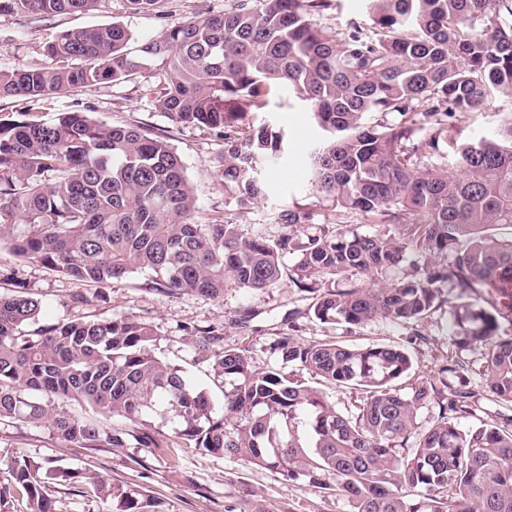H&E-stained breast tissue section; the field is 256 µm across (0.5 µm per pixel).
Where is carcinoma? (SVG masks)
Masks as SVG:
<instances>
[{
  "label": "carcinoma",
  "mask_w": 512,
  "mask_h": 512,
  "mask_svg": "<svg viewBox=\"0 0 512 512\" xmlns=\"http://www.w3.org/2000/svg\"><path fill=\"white\" fill-rule=\"evenodd\" d=\"M99 2L0 0V14H73ZM363 2L370 23L341 32L321 23L332 0H235L133 53L119 24L64 30L46 64L0 71V97L38 102L147 71L144 92L171 121L224 137L217 178L246 210L264 194L261 164L285 150L281 131L247 117L288 89L323 131L309 152V183L336 224L356 214L390 229L325 224L245 237L221 215L201 221L185 166L162 137L61 112L0 117V244L77 281L109 286L144 270L159 293L212 299L226 288L275 287L292 254L295 287L327 285L313 304L321 323L416 327L446 306L454 351L425 376L399 346L289 334L271 346L278 366L264 368L248 349L224 347V327L185 325L194 361L224 380L218 410L153 354V324L124 315L30 332L41 304L17 291L0 296V420L44 423L79 448H124L130 438L161 448L149 427L159 416L191 447L344 497L351 512H512V416L460 423L474 403L462 356L473 347L483 350L492 397L512 404V336L499 333L512 317V292L499 287L512 282V232H497L512 228V121L467 142L453 122L512 99V0ZM293 366L344 392L349 408L337 410ZM66 402L127 426L107 427ZM430 403L438 412L424 428L418 411ZM9 469L30 512H56L38 463L15 456ZM61 475L116 500V512L149 507L101 475Z\"/></svg>",
  "instance_id": "cac0c4a2"
}]
</instances>
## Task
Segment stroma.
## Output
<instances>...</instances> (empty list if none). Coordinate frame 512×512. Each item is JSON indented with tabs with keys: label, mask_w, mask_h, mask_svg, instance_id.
I'll return each mask as SVG.
<instances>
[{
	"label": "stroma",
	"mask_w": 512,
	"mask_h": 512,
	"mask_svg": "<svg viewBox=\"0 0 512 512\" xmlns=\"http://www.w3.org/2000/svg\"><path fill=\"white\" fill-rule=\"evenodd\" d=\"M232 4L233 0H166L165 13L160 16L130 13L123 0H100L96 9L82 14L0 15V70L43 64L45 45L67 29L117 23L129 31L128 47L133 50L164 26L205 13H220ZM145 81L139 74L124 82L58 94L38 110L37 116L46 120L59 112H88L109 125H131L163 135L185 165L200 214L222 215L240 224L244 234L259 232L274 238L286 233L280 215L289 208L304 212L309 224L324 223L328 204L313 191L307 168L308 147L322 132L295 96L280 92L266 108L249 115L253 125L281 129L288 139V150L263 166L264 195L242 211L225 197L216 176L215 159L224 148L223 139L216 130L170 121L156 108L153 98L142 95ZM511 120L512 99H497L484 111L458 115V138L471 140ZM294 263V256L284 257L285 276L276 287L263 291L228 288L222 299L214 300L195 293L159 294L152 289L150 273L140 270L101 289L20 260L8 248L0 247V294H9L14 282H23L27 293L42 304L39 322L43 325L87 316L109 319L123 315L153 323L158 332L154 354L181 367L217 403L223 399V385L204 365L194 363L184 325L223 326L225 346L248 347L261 367L276 365L271 346L288 333L306 342L327 339L358 347L374 343L402 346L408 349L420 374L440 364L450 349L452 336L444 311L425 321L420 329L423 339L416 343L411 340L410 327L385 319L374 320L353 334L342 327L321 324L313 315L314 295L295 288L288 278ZM80 295L85 298L81 304L76 301ZM465 357L471 364L466 383L475 395V411L469 421L475 424L493 418L503 406L488 398L480 352L469 351ZM151 426L168 437L166 447L77 448L57 439L46 426L0 421V512H28L25 498L11 485L8 463L18 455L41 464L46 490L55 499L57 512L116 510L115 501L74 492L57 475L59 469L68 467L101 473L114 486L143 494L154 503L156 512H252L258 502L267 512H350L346 498L326 496L304 482L201 453L176 438L172 423L160 418H152Z\"/></svg>",
	"instance_id": "35a3bbf8"
}]
</instances>
